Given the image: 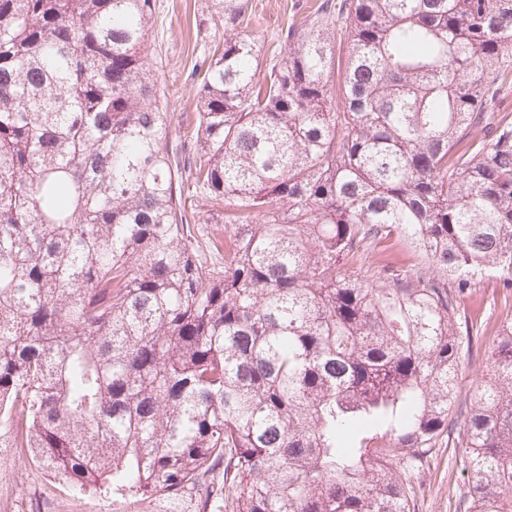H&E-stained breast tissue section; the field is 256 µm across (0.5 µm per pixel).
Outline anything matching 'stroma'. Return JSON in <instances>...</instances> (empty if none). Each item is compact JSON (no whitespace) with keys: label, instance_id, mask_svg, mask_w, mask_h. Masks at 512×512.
<instances>
[{"label":"stroma","instance_id":"obj_1","mask_svg":"<svg viewBox=\"0 0 512 512\" xmlns=\"http://www.w3.org/2000/svg\"><path fill=\"white\" fill-rule=\"evenodd\" d=\"M250 2L246 30L266 48L278 44L281 29L293 14L316 0ZM223 35L224 0H156L149 45L158 63L162 100L175 122L195 114L198 80L193 68ZM461 306L481 329L461 358L458 397L463 400L486 369L501 322L512 318V290L490 276L463 296ZM465 456L461 447L434 449L423 477L418 512H457L471 480L463 465ZM38 500L50 512H157L162 502L158 496L116 497L102 489L76 490L49 476L32 461L28 449L0 447V512H33Z\"/></svg>","mask_w":512,"mask_h":512}]
</instances>
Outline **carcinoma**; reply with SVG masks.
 I'll return each instance as SVG.
<instances>
[{"instance_id": "obj_1", "label": "carcinoma", "mask_w": 512, "mask_h": 512, "mask_svg": "<svg viewBox=\"0 0 512 512\" xmlns=\"http://www.w3.org/2000/svg\"><path fill=\"white\" fill-rule=\"evenodd\" d=\"M249 10L178 153L155 0H0V447L198 512H416L446 438L459 508L512 512V319L448 424L459 300L512 288V0H320L262 80ZM377 260L395 267H404L416 262L419 258L408 244L401 242L394 246H388L385 251H377L373 261Z\"/></svg>"}]
</instances>
